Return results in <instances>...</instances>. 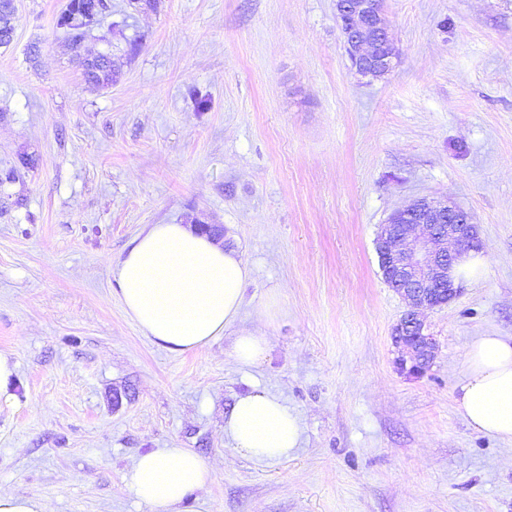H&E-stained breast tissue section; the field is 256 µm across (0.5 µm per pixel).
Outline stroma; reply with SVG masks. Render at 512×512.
<instances>
[{
  "instance_id": "obj_1",
  "label": "stroma",
  "mask_w": 512,
  "mask_h": 512,
  "mask_svg": "<svg viewBox=\"0 0 512 512\" xmlns=\"http://www.w3.org/2000/svg\"><path fill=\"white\" fill-rule=\"evenodd\" d=\"M14 0L0 48V494L52 512H148L134 460L188 448L214 477L181 512H512V443L474 432L454 398L470 342L512 336V0H384L399 53L357 77L336 0H112L87 53L122 67L86 83L58 19ZM210 99L196 111L189 91ZM445 200L478 224L477 272L426 311L430 369L397 364L406 310L375 239L397 209ZM152 224L222 226L251 269L241 314L175 354L125 313L112 269ZM263 326L265 362L230 355ZM259 387L301 424L282 460L225 441ZM17 365L7 355L0 352V401L13 403L15 395L10 392L16 375Z\"/></svg>"
}]
</instances>
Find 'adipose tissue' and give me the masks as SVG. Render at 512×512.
Masks as SVG:
<instances>
[{"label": "adipose tissue", "mask_w": 512, "mask_h": 512, "mask_svg": "<svg viewBox=\"0 0 512 512\" xmlns=\"http://www.w3.org/2000/svg\"><path fill=\"white\" fill-rule=\"evenodd\" d=\"M127 315L169 351L209 345L233 326L251 270L238 253L182 224H153L113 270ZM456 409L476 432L512 442V337L486 333L470 344ZM224 437L257 460L283 459L298 448L301 426L284 400L252 389L224 417ZM213 468L187 448L137 457L126 487L148 512H176L206 487Z\"/></svg>", "instance_id": "1"}]
</instances>
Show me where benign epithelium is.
<instances>
[{
  "mask_svg": "<svg viewBox=\"0 0 512 512\" xmlns=\"http://www.w3.org/2000/svg\"><path fill=\"white\" fill-rule=\"evenodd\" d=\"M336 12L356 74L377 79L391 71L398 52L389 39L382 0H336ZM477 242L472 216L444 201L415 200L382 225L376 249L383 277L409 307L393 329L402 370L422 375L432 365L437 342L425 331L418 310L457 295L453 272Z\"/></svg>",
  "mask_w": 512,
  "mask_h": 512,
  "instance_id": "1",
  "label": "benign epithelium"
}]
</instances>
